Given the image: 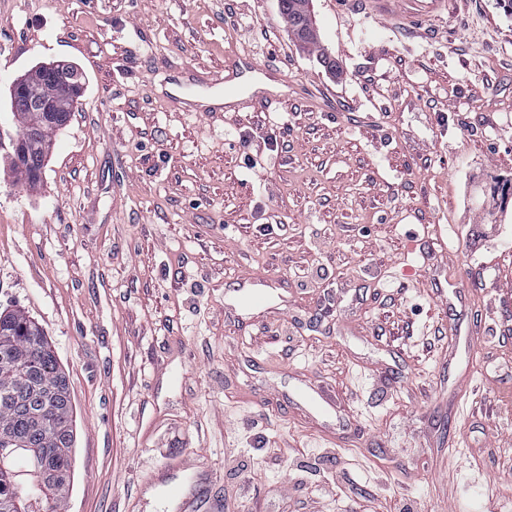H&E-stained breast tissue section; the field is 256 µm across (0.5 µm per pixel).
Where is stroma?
Listing matches in <instances>:
<instances>
[{"instance_id":"35a3bbf8","label":"stroma","mask_w":512,"mask_h":512,"mask_svg":"<svg viewBox=\"0 0 512 512\" xmlns=\"http://www.w3.org/2000/svg\"><path fill=\"white\" fill-rule=\"evenodd\" d=\"M313 6L305 49L278 0H0V135L18 77L86 76L38 185L0 149V308L73 399L62 512H162L176 460L216 475L200 512H512V15ZM243 55L267 75L213 84Z\"/></svg>"}]
</instances>
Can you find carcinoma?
<instances>
[{
  "instance_id": "carcinoma-1",
  "label": "carcinoma",
  "mask_w": 512,
  "mask_h": 512,
  "mask_svg": "<svg viewBox=\"0 0 512 512\" xmlns=\"http://www.w3.org/2000/svg\"><path fill=\"white\" fill-rule=\"evenodd\" d=\"M281 0L283 18L303 47L318 42L310 8ZM73 404L65 374L42 328L20 310L0 312V512H18V484L35 488V473L48 460L51 474L37 489L42 512H57L72 477ZM25 462L24 476L17 462Z\"/></svg>"
}]
</instances>
